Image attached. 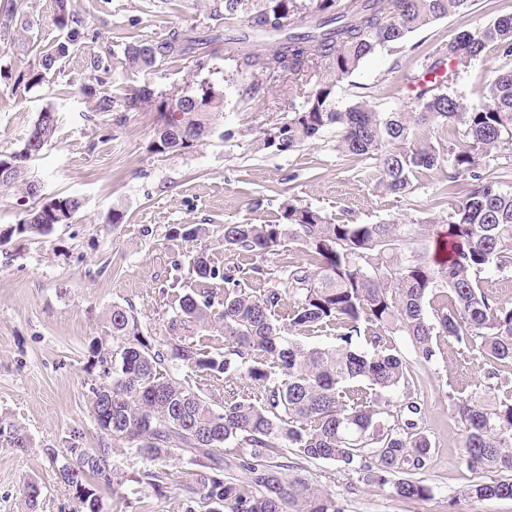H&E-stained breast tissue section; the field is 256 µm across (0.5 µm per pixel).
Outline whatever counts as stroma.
<instances>
[{
  "mask_svg": "<svg viewBox=\"0 0 512 512\" xmlns=\"http://www.w3.org/2000/svg\"><path fill=\"white\" fill-rule=\"evenodd\" d=\"M224 0H71L94 37L92 47L111 68L108 92L122 98L129 87L149 83L169 93L194 73L192 61L160 60L150 74L121 67L118 55L130 38L160 41L176 30L207 34L214 8ZM512 13V0H472L465 15H451L411 33L396 48L369 56L335 88L347 107L366 99L378 111L412 110V77L421 75L425 52L461 28L486 25ZM225 44L206 61L208 78L224 94V117L216 133L194 148L155 153L157 114L98 112L80 93L89 72L76 50L63 74L31 89L13 90L17 74L34 60L28 42H0V151L22 145L39 112L53 106L58 118L51 144L28 166L46 196H75L83 207L71 223L46 236L13 228L32 205L14 188H0V420L25 428L32 446L17 452L0 445V512H25L26 482H38L37 512H71L72 493L46 454L62 448L73 428L84 445L97 447L100 430L91 413L89 386L98 376L92 347L111 343L113 306L133 305L145 331L165 342V326L178 299L193 288L183 265L207 252L221 268H249L252 259L223 251L209 238L170 236L173 227L206 224H269L283 198L355 224L436 221L433 198L448 176L441 166L419 174L411 193L381 184L377 157L346 158L336 132L287 152L266 147V133L286 122L297 96L289 81L248 92V79L233 75ZM512 68V57L488 49L483 59L458 68L451 86L464 104L480 102L493 71ZM122 219L113 222V210ZM178 288H171L172 279ZM432 363L416 367L423 391L421 423L433 450L421 477L432 489L424 499H404L389 487L364 484L357 474L326 460L303 462L302 473L318 488L336 493L346 512H512V499L481 500L468 488L475 480L461 459L464 433L448 394L473 390L484 372L468 363L453 339L442 338ZM155 463L129 449L114 456V490L103 491L105 512H185L181 492L157 496L130 482Z\"/></svg>",
  "mask_w": 512,
  "mask_h": 512,
  "instance_id": "1",
  "label": "stroma"
}]
</instances>
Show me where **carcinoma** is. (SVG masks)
Returning a JSON list of instances; mask_svg holds the SVG:
<instances>
[{"label":"carcinoma","instance_id":"1","mask_svg":"<svg viewBox=\"0 0 512 512\" xmlns=\"http://www.w3.org/2000/svg\"><path fill=\"white\" fill-rule=\"evenodd\" d=\"M55 4L54 24L66 37L36 51L37 64L17 75L16 88L40 85L62 71L71 51L86 48L88 33L70 0ZM468 7L469 0H224V11H215L223 29L214 34L188 29L161 41L124 44L121 63L128 69L146 72L162 58L193 54L201 71L222 35L243 43L262 37L227 57L236 74L259 86L272 59L292 76L316 77L305 105L270 130L267 145L286 135L292 149L334 127L345 155L379 157L383 184L401 194L413 189L419 170L448 161L452 172L434 199L435 207L448 209L439 244L448 257L429 255L413 224L334 221L289 197L280 203L275 224L224 225L218 241L229 252L261 258L287 242L302 247L303 261L288 266L294 301L287 322L278 320L282 294L271 269L252 264L251 277L268 284L265 293L253 295L241 288L232 269L220 270L205 252L191 262L200 287L179 297L166 323L169 343L144 334L133 305L112 307V346L96 345L102 375L90 387L94 419L103 406H112V433H101L93 457L78 429L68 432L63 451L48 449L81 512H103L99 492L113 485L108 462L118 448L158 461L187 460L191 470L181 481L161 469L130 477L160 496L169 484L179 486L189 503L186 512H344L335 494L297 473L300 465L288 461L290 453L332 461L366 484L390 486L401 498L431 495L415 477L432 449L418 424L420 392L412 362L394 353L393 336L409 337L415 361L422 364L436 356L438 337H451L461 355L488 367L489 379L498 377V362L512 361V303L489 296L481 286L482 274L490 270L512 271V167L479 166L480 156L512 143V70L498 73L486 85L483 101L469 107L446 91L453 70H444L448 63L483 58L491 45L512 56V14L462 29L428 54L424 67L434 81L414 89L410 112H379L363 99L341 110L334 88L376 50ZM27 8V0H7L0 10V37L30 31ZM87 58L90 79L107 84L110 70L102 58L91 51ZM82 92L96 98L97 112H112L119 104L89 84ZM119 105L126 112L144 107L158 112L154 150L163 154L191 147L184 129H204L208 138L222 118L224 95L195 73L164 96L146 83L134 87ZM438 122L448 128L446 157L422 134ZM56 128V112L47 107L22 146L0 154V165L9 168L5 187L40 199L13 233L46 235V225L68 224L82 208L77 197H41V186L27 177V163L51 143ZM416 136V148H402ZM217 279L224 282L219 311L217 290L207 287ZM323 326L334 331L335 344L309 347L292 338L302 328ZM199 329L222 331L224 351L200 348L193 340ZM171 361L205 380L229 383L235 371L259 395L235 386L202 394L170 376ZM496 388L448 395L465 434L463 462L480 475L469 493L480 499H512V389L500 398ZM399 389L406 402L398 406L387 394ZM0 431L8 434L9 447H31L24 428L1 421ZM227 448L236 454L224 456Z\"/></svg>","mask_w":512,"mask_h":512}]
</instances>
